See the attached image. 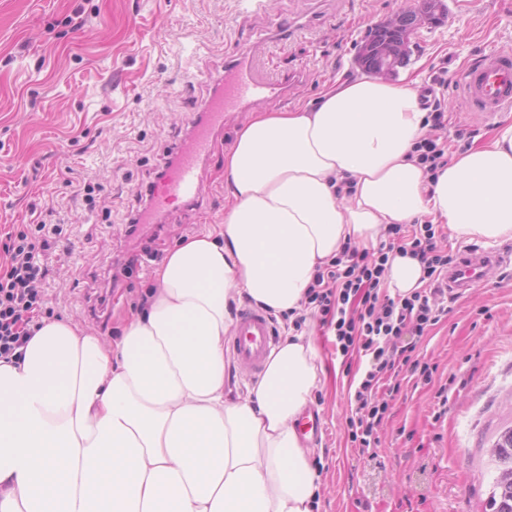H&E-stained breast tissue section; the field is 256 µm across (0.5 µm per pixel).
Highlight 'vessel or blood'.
Returning a JSON list of instances; mask_svg holds the SVG:
<instances>
[{
	"mask_svg": "<svg viewBox=\"0 0 512 512\" xmlns=\"http://www.w3.org/2000/svg\"><path fill=\"white\" fill-rule=\"evenodd\" d=\"M257 50V43H244L225 61L224 72L216 79L217 91L207 99L199 118L193 120L174 165L154 187L147 210L140 213V223H157L166 204L172 201L190 209L201 206V167L214 153L226 114L258 102L282 100L300 82L297 74L287 78L269 75L257 61ZM456 82L470 111L486 121L496 118L502 111L512 109V53L484 54L460 69ZM511 262V253L497 250L467 253L451 271L448 285L460 290L472 287L482 279L486 268ZM231 342L240 363L252 372H262L275 342L268 315L257 309L243 310Z\"/></svg>",
	"mask_w": 512,
	"mask_h": 512,
	"instance_id": "obj_1",
	"label": "vessel or blood"
}]
</instances>
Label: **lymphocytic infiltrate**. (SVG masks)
Instances as JSON below:
<instances>
[{
  "label": "lymphocytic infiltrate",
  "instance_id": "obj_1",
  "mask_svg": "<svg viewBox=\"0 0 512 512\" xmlns=\"http://www.w3.org/2000/svg\"><path fill=\"white\" fill-rule=\"evenodd\" d=\"M386 235L387 242L373 253L344 246L334 261L318 268L306 295L326 316L337 348L369 359L347 422L350 441L362 453L379 443L387 398L400 390L396 377L406 372L426 381L432 378L429 366L413 360L410 348L400 346L399 341L408 334L423 336L447 314L444 282L456 263L438 248L432 224L415 225L408 236L403 235L401 225L391 224ZM52 245L46 224L40 221L33 229L7 233L0 246L7 257L0 268V359L21 358L32 337L31 327L45 303L42 285L50 275L39 256ZM395 251L420 261L427 287L397 299L382 294L389 255Z\"/></svg>",
  "mask_w": 512,
  "mask_h": 512
}]
</instances>
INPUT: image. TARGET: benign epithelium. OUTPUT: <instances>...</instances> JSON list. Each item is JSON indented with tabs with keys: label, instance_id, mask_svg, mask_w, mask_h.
I'll return each mask as SVG.
<instances>
[{
	"label": "benign epithelium",
	"instance_id": "benign-epithelium-1",
	"mask_svg": "<svg viewBox=\"0 0 512 512\" xmlns=\"http://www.w3.org/2000/svg\"><path fill=\"white\" fill-rule=\"evenodd\" d=\"M446 13L444 0H419L417 6L401 10L373 27L368 35L375 60L371 74L382 79L392 77L408 55L414 31L439 22Z\"/></svg>",
	"mask_w": 512,
	"mask_h": 512
}]
</instances>
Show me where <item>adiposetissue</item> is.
I'll list each match as a JSON object with an SVG mask.
<instances>
[{
  "label": "adipose tissue",
  "instance_id": "obj_1",
  "mask_svg": "<svg viewBox=\"0 0 512 512\" xmlns=\"http://www.w3.org/2000/svg\"><path fill=\"white\" fill-rule=\"evenodd\" d=\"M424 118L411 83L369 76L256 111L224 158L223 223L170 251L117 339L45 318L21 359L0 361V512H314L321 476L298 422L317 349L288 334L230 399L233 306L300 311L318 267L390 224L512 239V124L432 177L411 156ZM423 276L390 256L391 294Z\"/></svg>",
  "mask_w": 512,
  "mask_h": 512
}]
</instances>
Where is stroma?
<instances>
[{
	"mask_svg": "<svg viewBox=\"0 0 512 512\" xmlns=\"http://www.w3.org/2000/svg\"><path fill=\"white\" fill-rule=\"evenodd\" d=\"M413 0H0V234L43 217L61 234L48 262L55 274L45 306L108 339L136 316L147 288L182 239L224 220V157L248 111L230 113L216 155L201 171L203 205H168L160 224L128 235L168 150L186 136L209 84L239 37L267 41L261 65L303 80L281 107L317 99L324 85L363 76L355 58L371 27ZM448 14L418 29L399 75L429 85L440 68L450 82L445 128H427L449 153L465 151L459 130L479 129L474 146L512 124V109L490 121L462 106L457 72L477 56L512 52V0H446ZM285 19L307 22L288 40L269 36ZM95 188L85 199L67 168ZM111 302L94 311L95 294ZM449 313L413 356L435 366L428 384L388 400L380 442L360 456L348 435L350 397L365 359L342 354L317 308L303 306L301 330L315 336L324 377L309 408L321 432L311 439L321 475L318 512H491L496 469L490 450L512 428V265L488 268L449 302ZM448 401L439 404L437 393Z\"/></svg>",
	"mask_w": 512,
	"mask_h": 512,
	"instance_id": "1",
	"label": "stroma"
}]
</instances>
